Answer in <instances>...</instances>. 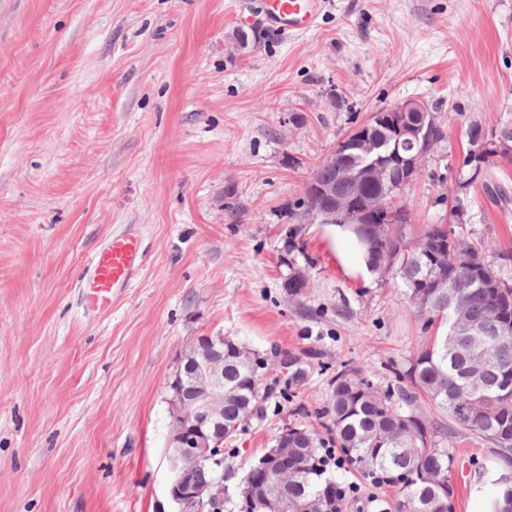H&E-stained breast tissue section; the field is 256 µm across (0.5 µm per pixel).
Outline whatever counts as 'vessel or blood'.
<instances>
[{
  "label": "vessel or blood",
  "mask_w": 512,
  "mask_h": 512,
  "mask_svg": "<svg viewBox=\"0 0 512 512\" xmlns=\"http://www.w3.org/2000/svg\"><path fill=\"white\" fill-rule=\"evenodd\" d=\"M265 18L284 34H295L314 27L319 10L318 0H260ZM144 258L141 233L126 225L114 230L96 252L82 282L87 311L105 313L112 307L113 296L129 287L139 276Z\"/></svg>",
  "instance_id": "obj_1"
}]
</instances>
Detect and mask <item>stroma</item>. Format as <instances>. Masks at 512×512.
Masks as SVG:
<instances>
[{"mask_svg":"<svg viewBox=\"0 0 512 512\" xmlns=\"http://www.w3.org/2000/svg\"><path fill=\"white\" fill-rule=\"evenodd\" d=\"M241 0H0V512H174L169 384L227 336L261 362V413L224 443V508L337 370L397 388L422 343L400 290L337 226L303 227L310 286H282V227L317 164L416 98L444 137L401 197L410 236L454 224L467 132L512 124V0H322L283 35ZM454 224L512 252V204L480 185ZM139 225L141 276L93 315L77 288ZM293 354L304 375L276 362ZM493 447L458 446L454 512H484Z\"/></svg>","mask_w":512,"mask_h":512,"instance_id":"1","label":"stroma"}]
</instances>
